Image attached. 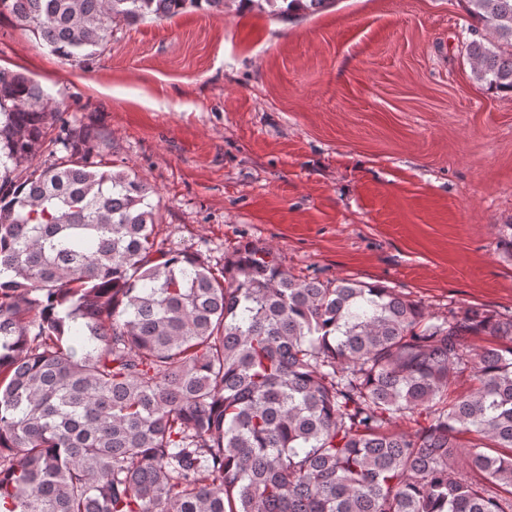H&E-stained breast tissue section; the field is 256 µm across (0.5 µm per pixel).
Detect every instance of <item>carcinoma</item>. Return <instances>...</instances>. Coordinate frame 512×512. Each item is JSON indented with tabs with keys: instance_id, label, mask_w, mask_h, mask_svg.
<instances>
[{
	"instance_id": "1",
	"label": "carcinoma",
	"mask_w": 512,
	"mask_h": 512,
	"mask_svg": "<svg viewBox=\"0 0 512 512\" xmlns=\"http://www.w3.org/2000/svg\"><path fill=\"white\" fill-rule=\"evenodd\" d=\"M224 2L0 0V15L81 65L116 22ZM464 2L476 82L512 92V0ZM50 128L64 155L35 167ZM149 193L0 69V512H512V317L431 322L392 288L299 279L254 245L216 273L157 239ZM408 416L415 433L392 428Z\"/></svg>"
}]
</instances>
